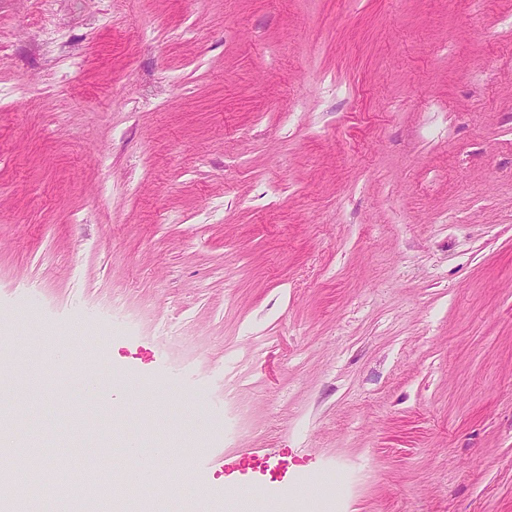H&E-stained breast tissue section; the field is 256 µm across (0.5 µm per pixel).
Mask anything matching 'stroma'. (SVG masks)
<instances>
[{
  "mask_svg": "<svg viewBox=\"0 0 512 512\" xmlns=\"http://www.w3.org/2000/svg\"><path fill=\"white\" fill-rule=\"evenodd\" d=\"M0 0V342L262 512H512V0ZM141 372L127 376V364ZM163 484L158 512H212ZM264 461L260 464L257 460V452H251L238 456H224L221 467L224 472V497L228 502L235 505L238 496L234 493L248 490L265 493L266 491L285 494L288 487L293 485L301 476L299 472H289L288 468L282 465V461L274 453L263 456ZM270 476V478H267Z\"/></svg>",
  "mask_w": 512,
  "mask_h": 512,
  "instance_id": "35a3bbf8",
  "label": "stroma"
}]
</instances>
